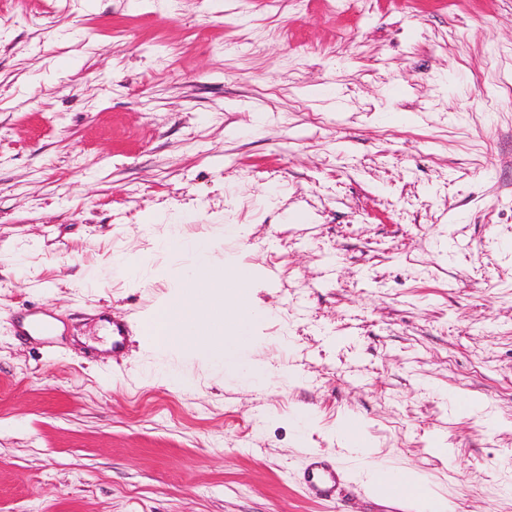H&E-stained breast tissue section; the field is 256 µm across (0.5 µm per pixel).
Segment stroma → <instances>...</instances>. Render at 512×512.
Listing matches in <instances>:
<instances>
[{
	"label": "stroma",
	"mask_w": 512,
	"mask_h": 512,
	"mask_svg": "<svg viewBox=\"0 0 512 512\" xmlns=\"http://www.w3.org/2000/svg\"><path fill=\"white\" fill-rule=\"evenodd\" d=\"M172 224L263 383L144 336ZM375 465L512 512V0H0V507L404 512ZM304 481L309 491L316 496L330 498L336 493L341 477L336 468L321 461L318 455H314L305 469Z\"/></svg>",
	"instance_id": "35a3bbf8"
}]
</instances>
